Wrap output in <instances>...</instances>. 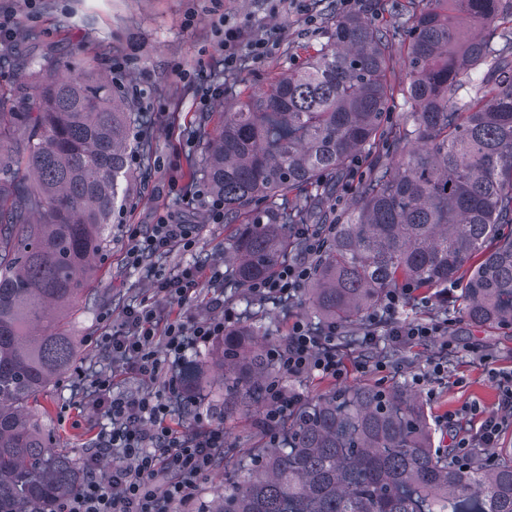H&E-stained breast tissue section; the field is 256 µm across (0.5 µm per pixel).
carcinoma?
Returning a JSON list of instances; mask_svg holds the SVG:
<instances>
[{
  "label": "carcinoma",
  "mask_w": 512,
  "mask_h": 512,
  "mask_svg": "<svg viewBox=\"0 0 512 512\" xmlns=\"http://www.w3.org/2000/svg\"><path fill=\"white\" fill-rule=\"evenodd\" d=\"M512 0H417L407 78L393 73L387 32L338 16L305 66L223 113L203 162L224 200V259L242 288L303 241L324 200L368 160L350 210L321 226L308 304L346 325L376 314L400 288L448 295L461 284L476 327L512 326ZM499 38L501 44L493 43ZM466 94H461V91ZM410 106L383 127L392 99ZM399 156L390 167L378 139ZM121 100L93 77H48L37 111L0 112V512H56L84 463L55 451L37 395L67 373L77 345L65 312L89 300L94 259L128 169ZM305 192L303 209L288 194ZM259 324L224 330L192 367L223 373L224 410L258 409L276 366ZM254 454L208 512H512V453L467 462L435 453L431 429L403 384L362 383L300 403L288 447Z\"/></svg>",
  "instance_id": "1"
}]
</instances>
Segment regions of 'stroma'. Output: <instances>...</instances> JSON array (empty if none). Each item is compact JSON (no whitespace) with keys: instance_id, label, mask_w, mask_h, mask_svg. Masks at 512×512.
Segmentation results:
<instances>
[{"instance_id":"1","label":"stroma","mask_w":512,"mask_h":512,"mask_svg":"<svg viewBox=\"0 0 512 512\" xmlns=\"http://www.w3.org/2000/svg\"><path fill=\"white\" fill-rule=\"evenodd\" d=\"M407 4L408 0H365L362 7L388 28L399 79L407 73ZM335 19L336 0H0V22L13 33L8 44L0 45V108L12 111L21 99L36 105L42 73L82 79L94 72L113 95L127 102L134 137L128 191L112 212V242L91 283V301L71 312L78 347L75 368L40 397L52 433L75 449L77 457H86L97 434L108 425L93 401L91 382L96 375H111L117 394L164 390L163 380L149 381L130 373L96 345L104 329L103 314H111L117 326L126 307L145 303L162 311L169 308L131 266L126 225L164 221L197 225L195 250L173 248L157 258V265L172 272L193 262L223 266L224 226L212 218L213 198L201 172L207 136L222 112L248 94L263 91L285 70L300 66L324 42ZM220 22L241 30L249 40L269 37L264 57L255 59L243 46L236 68L225 70L224 50L214 31ZM200 77L223 85V95L203 100L196 84ZM218 295L224 298L231 326L254 322L271 326V334L258 339L265 347L283 341L295 319L316 329L327 325L307 310L305 290H298L288 301L263 299L238 287L229 275L216 282L202 281L183 309L186 321L192 324L213 317L210 301ZM397 319L440 323L444 330L423 344L381 340L370 357L384 361L385 370L364 373L356 366V341L366 323L339 329L336 341L342 348L346 376L338 384L345 388L367 381L389 385L427 376L430 392L421 401L434 425V448L451 443L437 424L440 417L454 414L465 432L478 429L479 419L465 416L466 409L476 403L485 413L506 418L497 445L512 448V413L501 408L498 386L499 377L512 375V337L496 328L470 326L458 307H442L431 297L401 306ZM442 355L448 358V368L432 375L431 365ZM283 383L307 401L338 385L318 376L287 377ZM198 401L194 409L176 412L171 424L179 431L223 426L221 463L199 478L193 499L173 506L172 512H199L237 474L244 449L270 443L261 415L240 410L225 414L222 399L212 395H199Z\"/></svg>"}]
</instances>
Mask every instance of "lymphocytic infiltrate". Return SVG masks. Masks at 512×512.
<instances>
[{
  "label": "lymphocytic infiltrate",
  "instance_id": "lymphocytic-infiltrate-1",
  "mask_svg": "<svg viewBox=\"0 0 512 512\" xmlns=\"http://www.w3.org/2000/svg\"><path fill=\"white\" fill-rule=\"evenodd\" d=\"M196 233L192 224L126 227L132 243L131 265L174 310L163 315L148 304L126 307L121 328L99 336L97 345L142 378L157 379L165 369L164 357L184 359L189 350L209 344L224 333V318L216 316L189 325L179 313L203 277L218 281L222 272L208 271L195 263L166 273L155 263L172 247L193 250ZM309 276L307 264L284 263L268 277L253 282L250 289L261 298L275 296L286 300L294 296ZM407 297L404 290L387 296L381 312L387 321V335L394 342L429 341L437 332L435 325L393 321V314ZM266 354L287 377L316 374L338 382L346 374L336 328L332 325L315 331L305 321L295 320L287 338L271 345ZM92 388L95 404L103 409L110 426L98 434L95 447L87 454L82 486L60 504L58 512H170L172 504L188 501L198 479L217 464V450L224 445L223 426L188 433L171 427L176 408L189 406L182 399L174 377L168 381L169 393L165 396L113 393L112 378L108 375L96 376ZM115 454L122 457V464L102 471L100 459Z\"/></svg>",
  "mask_w": 512,
  "mask_h": 512
}]
</instances>
